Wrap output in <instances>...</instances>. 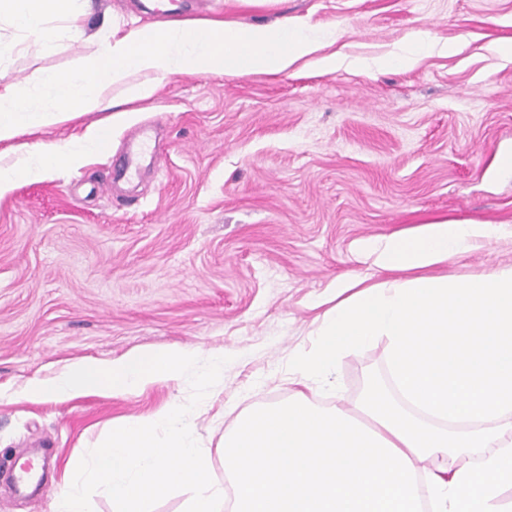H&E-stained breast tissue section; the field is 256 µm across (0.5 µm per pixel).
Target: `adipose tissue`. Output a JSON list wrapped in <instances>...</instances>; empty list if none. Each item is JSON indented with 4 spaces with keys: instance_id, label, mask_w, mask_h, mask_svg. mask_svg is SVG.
I'll use <instances>...</instances> for the list:
<instances>
[{
    "instance_id": "ef3b65f1",
    "label": "adipose tissue",
    "mask_w": 512,
    "mask_h": 512,
    "mask_svg": "<svg viewBox=\"0 0 512 512\" xmlns=\"http://www.w3.org/2000/svg\"><path fill=\"white\" fill-rule=\"evenodd\" d=\"M88 0H0V14L39 41L57 37L52 20L77 29ZM318 39L287 22L241 26L221 19L121 28L100 42L84 84L48 73L54 103L0 88V143L22 132L115 106L107 124L71 144L25 146L0 164V196L18 179L42 178L103 149L123 106L150 99L172 76L275 75L315 53ZM491 229L479 221L434 220L384 239H366V272L336 282L334 304L318 321L312 351L288 359L297 389L288 401L251 409L221 444L226 484L195 445L183 404L143 419L113 422L93 476L111 512H147L171 489L190 493L185 512H505L512 488V267L457 282L437 274ZM382 337L390 385L369 380L355 410L323 407L314 383L340 354ZM224 381V357L194 348L144 349L116 360H86L32 383V399L86 393L128 396L178 383L188 372ZM478 457L445 467V456Z\"/></svg>"
}]
</instances>
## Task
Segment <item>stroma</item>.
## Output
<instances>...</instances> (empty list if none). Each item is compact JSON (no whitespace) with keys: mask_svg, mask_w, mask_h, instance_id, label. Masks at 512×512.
Here are the masks:
<instances>
[{"mask_svg":"<svg viewBox=\"0 0 512 512\" xmlns=\"http://www.w3.org/2000/svg\"><path fill=\"white\" fill-rule=\"evenodd\" d=\"M184 19L288 20L320 36L317 55L276 75L181 74L114 125L78 167L18 181L0 197V512H50L74 464L89 467L114 421L166 402L192 408L223 481L220 444L252 408L287 401L288 358L310 349L319 300L368 267L360 241L448 217L492 225L449 259L450 279L512 265V0H182ZM143 0H93L83 32L0 60V77L41 97L48 72L86 71L113 22L163 19ZM431 43L394 58L414 35ZM334 54L328 73L316 64ZM385 57L383 68L373 65ZM105 112L22 135L66 143ZM142 128L151 156L131 183L112 165ZM195 348L223 354L224 383L198 405L195 376L138 396L29 401L33 379L88 358ZM377 338L346 352L317 401L353 406L386 379ZM46 452L44 490L6 476Z\"/></svg>","mask_w":512,"mask_h":512,"instance_id":"1","label":"stroma"}]
</instances>
